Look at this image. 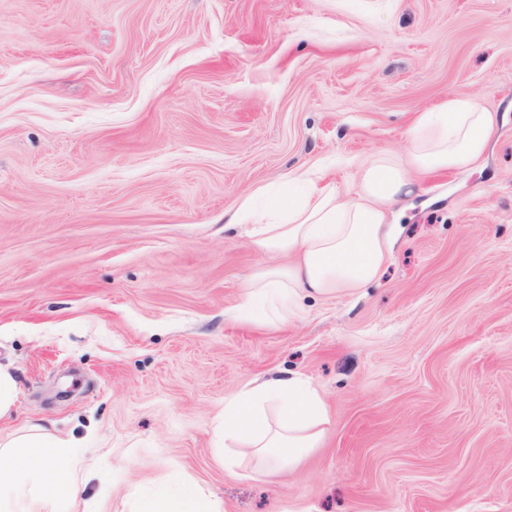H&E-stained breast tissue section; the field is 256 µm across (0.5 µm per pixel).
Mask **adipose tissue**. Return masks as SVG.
Here are the masks:
<instances>
[{"label": "adipose tissue", "instance_id": "1", "mask_svg": "<svg viewBox=\"0 0 512 512\" xmlns=\"http://www.w3.org/2000/svg\"><path fill=\"white\" fill-rule=\"evenodd\" d=\"M493 126L492 112L475 99L451 97L417 116L406 156L379 152L364 161L351 192L307 170L289 172L287 192L255 189L231 218L249 225L252 247L271 260L246 278L248 299L278 303L286 314L301 295L379 279L397 237L393 208L418 195L416 174L471 166L485 153ZM280 256L288 265H277ZM270 405L277 409L272 420ZM327 422L322 396L299 377L264 380L224 402L225 441L250 449L267 476L295 468L320 447ZM93 473L79 443L53 434L44 421L24 422L0 443V512H77ZM141 512L222 510L206 488L183 479L163 485Z\"/></svg>", "mask_w": 512, "mask_h": 512}]
</instances>
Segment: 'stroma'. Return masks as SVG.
Instances as JSON below:
<instances>
[{
    "mask_svg": "<svg viewBox=\"0 0 512 512\" xmlns=\"http://www.w3.org/2000/svg\"><path fill=\"white\" fill-rule=\"evenodd\" d=\"M452 95L487 150L421 176L376 282L226 318L266 261L242 198L350 187ZM0 365L88 448L86 508L178 475L223 512H512V0H0ZM288 376L329 422L269 481L216 429Z\"/></svg>",
    "mask_w": 512,
    "mask_h": 512,
    "instance_id": "1",
    "label": "stroma"
}]
</instances>
